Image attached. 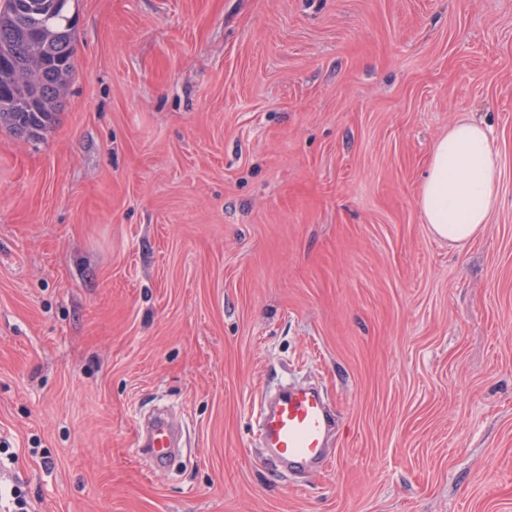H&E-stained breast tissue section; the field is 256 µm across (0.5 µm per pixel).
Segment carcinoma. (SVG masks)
<instances>
[{
  "instance_id": "obj_1",
  "label": "carcinoma",
  "mask_w": 512,
  "mask_h": 512,
  "mask_svg": "<svg viewBox=\"0 0 512 512\" xmlns=\"http://www.w3.org/2000/svg\"><path fill=\"white\" fill-rule=\"evenodd\" d=\"M69 0H3L0 4V126L39 137L57 120L74 69Z\"/></svg>"
}]
</instances>
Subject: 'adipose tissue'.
<instances>
[{"label":"adipose tissue","instance_id":"1","mask_svg":"<svg viewBox=\"0 0 512 512\" xmlns=\"http://www.w3.org/2000/svg\"><path fill=\"white\" fill-rule=\"evenodd\" d=\"M499 162L491 130L454 121L432 150L419 205L437 236L463 245L487 224L498 204Z\"/></svg>","mask_w":512,"mask_h":512}]
</instances>
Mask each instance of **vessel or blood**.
Masks as SVG:
<instances>
[{
	"instance_id": "b4317fda",
	"label": "vessel or blood",
	"mask_w": 512,
	"mask_h": 512,
	"mask_svg": "<svg viewBox=\"0 0 512 512\" xmlns=\"http://www.w3.org/2000/svg\"><path fill=\"white\" fill-rule=\"evenodd\" d=\"M334 427L322 394L306 385H290L259 407L257 433L263 458L285 463L296 473L324 466ZM142 442L150 467H164L175 443V428L168 420L157 419Z\"/></svg>"
}]
</instances>
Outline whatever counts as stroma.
Masks as SVG:
<instances>
[{"instance_id": "stroma-1", "label": "stroma", "mask_w": 512, "mask_h": 512, "mask_svg": "<svg viewBox=\"0 0 512 512\" xmlns=\"http://www.w3.org/2000/svg\"><path fill=\"white\" fill-rule=\"evenodd\" d=\"M39 138L0 127V448L31 512H512V0H70ZM492 130L470 242L419 207ZM322 387L327 464L262 463ZM183 446L151 469L144 417ZM491 130L454 121L432 150L419 205L437 236L463 245L488 224L498 204L499 162ZM334 427V419L317 389L289 385L259 407L261 457L286 463L290 472L319 470L327 461V440Z\"/></svg>"}]
</instances>
